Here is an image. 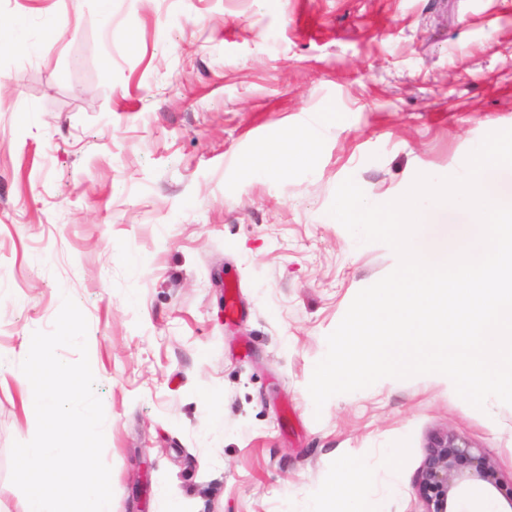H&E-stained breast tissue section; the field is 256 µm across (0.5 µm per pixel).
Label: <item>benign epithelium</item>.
I'll list each match as a JSON object with an SVG mask.
<instances>
[{
	"label": "benign epithelium",
	"instance_id": "benign-epithelium-1",
	"mask_svg": "<svg viewBox=\"0 0 512 512\" xmlns=\"http://www.w3.org/2000/svg\"><path fill=\"white\" fill-rule=\"evenodd\" d=\"M420 471L419 489L426 512H455L462 492L475 486L502 491L492 460L453 432L432 435Z\"/></svg>",
	"mask_w": 512,
	"mask_h": 512
}]
</instances>
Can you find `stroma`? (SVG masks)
<instances>
[{"mask_svg": "<svg viewBox=\"0 0 512 512\" xmlns=\"http://www.w3.org/2000/svg\"><path fill=\"white\" fill-rule=\"evenodd\" d=\"M309 127L303 161L245 173ZM507 128L512 0H0V512L21 510L11 447L36 430L20 363L66 295L115 512H332L341 459L387 512H424L446 430L512 483L510 405L487 415L436 374L319 412L307 390L356 294L398 263L331 219L338 185L390 202Z\"/></svg>", "mask_w": 512, "mask_h": 512, "instance_id": "obj_1", "label": "stroma"}]
</instances>
